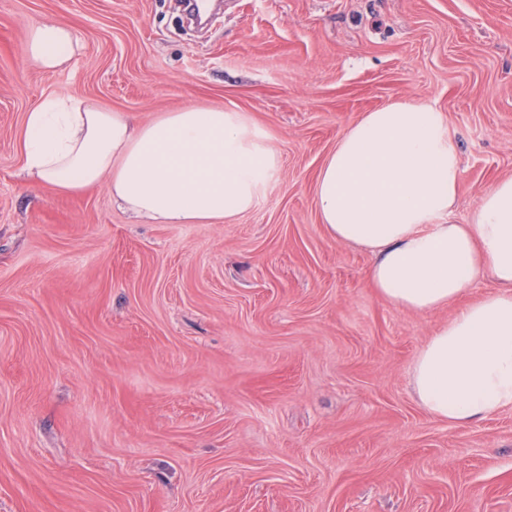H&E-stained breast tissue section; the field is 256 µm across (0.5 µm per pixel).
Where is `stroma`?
<instances>
[{"mask_svg":"<svg viewBox=\"0 0 512 512\" xmlns=\"http://www.w3.org/2000/svg\"><path fill=\"white\" fill-rule=\"evenodd\" d=\"M68 23L49 72L27 30ZM67 92L146 122L195 103L279 144L255 207L143 224L106 186L20 175L26 112ZM443 112L452 213L512 176V0H0V512H512V409L467 427L413 399L459 303L397 309L313 205L350 122ZM26 50L41 68L57 71L70 64L80 50V42L68 24L45 22L27 31Z\"/></svg>","mask_w":512,"mask_h":512,"instance_id":"stroma-1","label":"stroma"}]
</instances>
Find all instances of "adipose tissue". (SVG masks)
I'll use <instances>...</instances> for the list:
<instances>
[{"label":"adipose tissue","mask_w":512,"mask_h":512,"mask_svg":"<svg viewBox=\"0 0 512 512\" xmlns=\"http://www.w3.org/2000/svg\"><path fill=\"white\" fill-rule=\"evenodd\" d=\"M80 49L66 23L26 34L47 71ZM23 171L63 192L106 185L148 224L231 222L280 166L275 141L243 113L188 104L148 123L65 93L29 112ZM459 153L442 112L395 100L350 123L319 171L314 203L336 241L370 251L368 279L394 307L429 312L465 299L483 275L497 288L467 302L418 350L412 395L434 418L476 424L512 408V177L485 190L467 223L450 220Z\"/></svg>","instance_id":"adipose-tissue-1"}]
</instances>
